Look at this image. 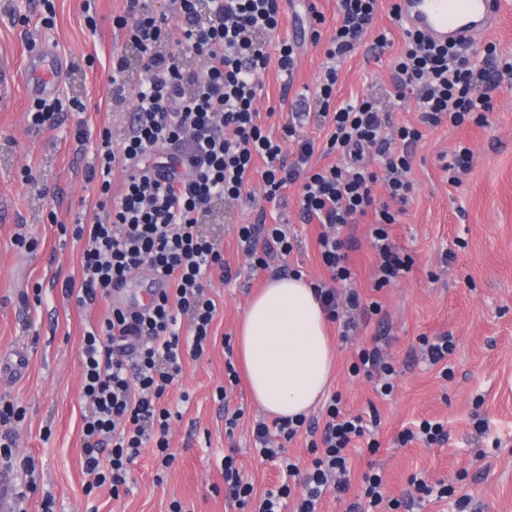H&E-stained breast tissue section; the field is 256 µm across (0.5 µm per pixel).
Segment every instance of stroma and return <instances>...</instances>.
<instances>
[{"mask_svg": "<svg viewBox=\"0 0 512 512\" xmlns=\"http://www.w3.org/2000/svg\"><path fill=\"white\" fill-rule=\"evenodd\" d=\"M83 3L53 0L54 24L46 28L40 23L42 0H0V57L19 61L30 42L49 41L68 64L64 91L86 105L84 115L64 113L56 127L35 132L26 115L32 100L23 89L0 95V352L20 348L27 355L21 373L0 379V398L18 400L26 409L18 451L34 456L39 471L27 510L42 512L43 497L49 494L56 512H170L175 501L185 512H242L224 485L221 458L235 455L258 497L278 484L281 467L253 446V423L263 413L252 403L246 383L225 400L216 396L224 383L225 343L234 339L250 298L270 271H298L311 281L324 277L316 243L319 226L303 220L297 187L288 188L286 204L278 207L265 201L257 178L249 184L254 204L207 219L204 231L220 241L224 261L237 277L228 283L213 279L210 293L219 307L214 342L205 358L186 361L169 390L168 402L182 413L171 425L175 462L158 472L146 447L129 476L131 493L116 499L105 487L87 491L81 433L88 408L81 392L80 353L83 330L101 310L79 311L63 295L64 282L80 276L81 246L62 242L58 227L97 210L98 191L85 175L94 143L78 141V121L95 130L111 126L117 138L126 129L125 113L112 109L107 76L113 50L124 44L112 18L124 13L127 3L95 0L93 31ZM393 3L379 0L375 19L387 46L377 47L374 35L367 36L340 64L335 104L363 94L387 102L393 60L403 44V32L391 15ZM314 10L323 15L317 44L299 36ZM287 12L279 37L296 42L297 67L288 76L269 65L258 77L255 107L268 134L280 136L293 113L304 112V134L321 140L327 130L310 108L326 67L325 42L336 26L337 0H292ZM462 144L473 151L472 169L461 185L453 186L441 158ZM410 154L413 197L390 234L399 252L412 257L411 272L374 290L371 217L352 229L358 245L349 262L356 285L364 297L381 302L383 313L346 340L338 324H330L336 372L328 392L340 395L351 413L376 411L380 424L349 451L347 494L327 495L321 512H350L352 504L362 501L363 476L371 470L381 473L390 499L404 497L414 475L452 487V495L416 502L412 512H459L464 498L475 512H512V87L495 92L494 110L484 125L424 129ZM26 167L33 175L29 182L22 178ZM52 213L57 216L53 223L48 220ZM261 214L267 223L289 225L295 236L293 251L275 259L268 271L250 269L234 232L235 225L255 223ZM20 230L33 241L32 250L15 246L14 234ZM37 295L40 306L27 308ZM443 333L456 341L445 375L423 363L419 349L420 337ZM377 335L388 337L398 372L392 394L384 399L371 381L350 375L355 348ZM185 392L190 398L184 403L180 396ZM238 409L242 417L234 430H226L227 414ZM421 419L443 421L447 439L431 446L400 444L399 432Z\"/></svg>", "mask_w": 512, "mask_h": 512, "instance_id": "35a3bbf8", "label": "stroma"}]
</instances>
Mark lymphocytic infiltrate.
<instances>
[{"mask_svg": "<svg viewBox=\"0 0 512 512\" xmlns=\"http://www.w3.org/2000/svg\"><path fill=\"white\" fill-rule=\"evenodd\" d=\"M180 20V36H169L168 17L146 9L142 0H127L113 25L125 34V48L113 53L108 80L113 96L127 83L129 52H136L141 72L128 130L114 140L109 128L91 133L78 124L79 140L96 139L95 161L88 181L99 191V212L77 220L72 238L81 245L79 280H66L65 297L84 309L109 296L112 287L132 272L146 270L166 286L153 292L146 312L113 308L88 323L81 347L83 396L90 412L83 418V467L89 489L128 490V473L145 444H152L158 470L174 461L170 426L180 418L166 404L169 386L179 378L186 359H201L210 347L217 314L208 288L213 275L231 280L223 251L201 226L217 207L249 200L252 175H260L266 201L282 203L291 185L300 188L301 213L320 225L318 252L326 279L315 292L331 322L350 337L360 322L380 315L377 300L366 301L354 288L348 253L356 246L350 229L373 215L371 245L379 257L376 288H385L409 273L413 260L400 254L389 235L398 208L413 193L408 177L409 148L423 137V127H463L476 112L493 109V94L512 84V54L490 42L440 45L420 33L405 31L393 62L388 106L368 96L334 105L337 65L372 33L378 0H338L336 27L325 55L329 65L315 97V109L332 131L325 145L301 131V123L283 125L280 138L267 135L254 106L256 76L269 63L293 74L297 50L275 41L283 18L282 0H170ZM171 14V15H172ZM415 101L419 126H393L390 110ZM75 96L58 95L33 101L27 120L31 130L56 125L62 113L84 112ZM294 143L285 154L284 143ZM336 155L334 164L313 165L315 151ZM263 168H256V161ZM124 174L120 193L112 191L114 171ZM384 184L389 197L373 194ZM237 239L253 269H268L272 254L288 255L293 243L284 224H241ZM385 337H373L356 350L351 372L373 380L378 395L389 396L396 370ZM26 411L17 402L0 399V463L20 462L34 475V457H19L16 429ZM377 414H349L332 399L324 420L303 417L269 427L257 421L254 441L261 456L276 459L281 450L270 442L271 430L285 439L306 432L313 458L306 470L286 463L278 486L267 490L258 512H282L293 501L294 512H320L327 494L343 495L349 486L350 445L377 427ZM363 495L369 508L385 505L407 512L415 497L438 499L446 487L411 477L414 497L385 500L379 473L364 476Z\"/></svg>", "mask_w": 512, "mask_h": 512, "instance_id": "obj_1", "label": "lymphocytic infiltrate"}]
</instances>
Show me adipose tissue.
Instances as JSON below:
<instances>
[{"label":"adipose tissue","instance_id":"1","mask_svg":"<svg viewBox=\"0 0 512 512\" xmlns=\"http://www.w3.org/2000/svg\"><path fill=\"white\" fill-rule=\"evenodd\" d=\"M326 316L300 276L274 275L251 300L235 351L254 402L279 419L308 414L330 382Z\"/></svg>","mask_w":512,"mask_h":512}]
</instances>
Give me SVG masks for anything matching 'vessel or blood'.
Masks as SVG:
<instances>
[{
  "mask_svg": "<svg viewBox=\"0 0 512 512\" xmlns=\"http://www.w3.org/2000/svg\"><path fill=\"white\" fill-rule=\"evenodd\" d=\"M398 21L422 32L438 43L471 39L488 30L499 17L502 0H398ZM66 64L52 44L30 47L23 71H16L9 60H0V90L8 91L23 82L34 98H50L61 89Z\"/></svg>",
  "mask_w": 512,
  "mask_h": 512,
  "instance_id": "1",
  "label": "vessel or blood"
}]
</instances>
